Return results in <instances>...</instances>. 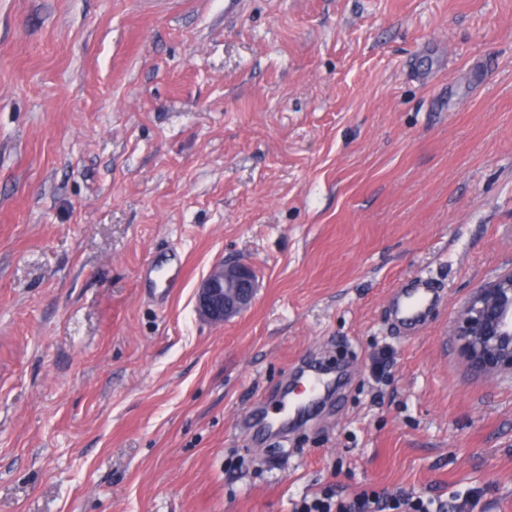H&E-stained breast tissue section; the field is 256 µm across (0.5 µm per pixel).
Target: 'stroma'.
I'll return each instance as SVG.
<instances>
[{"mask_svg": "<svg viewBox=\"0 0 512 512\" xmlns=\"http://www.w3.org/2000/svg\"><path fill=\"white\" fill-rule=\"evenodd\" d=\"M509 271L512 0H0V512H512V376L453 333ZM305 360L337 391L255 443ZM257 287L256 273L248 263L219 262L199 283L196 311L211 323H224L252 305ZM442 301L437 288L423 278H416L392 291L388 307L391 320L412 331L423 326L430 312ZM334 496H326L324 498L315 499L312 502L304 499L303 503L294 509V512H351L354 505H346L344 501H333ZM336 508V510H335Z\"/></svg>", "mask_w": 512, "mask_h": 512, "instance_id": "stroma-1", "label": "stroma"}]
</instances>
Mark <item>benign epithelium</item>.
Masks as SVG:
<instances>
[{
    "mask_svg": "<svg viewBox=\"0 0 512 512\" xmlns=\"http://www.w3.org/2000/svg\"><path fill=\"white\" fill-rule=\"evenodd\" d=\"M257 276L246 262L214 265L200 281L195 307L221 324L252 305ZM454 336L470 371L483 377L512 375V271L473 292L457 311Z\"/></svg>",
    "mask_w": 512,
    "mask_h": 512,
    "instance_id": "1",
    "label": "benign epithelium"
}]
</instances>
